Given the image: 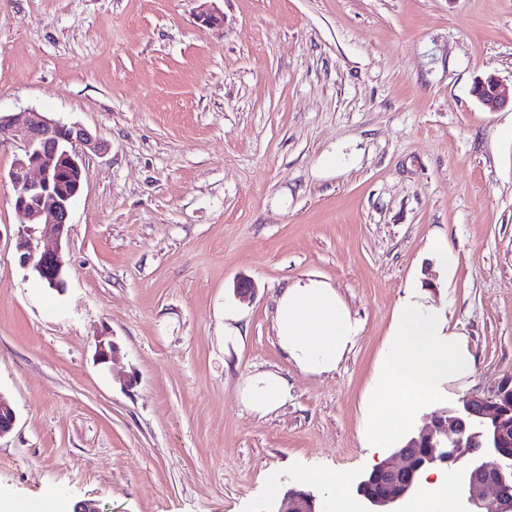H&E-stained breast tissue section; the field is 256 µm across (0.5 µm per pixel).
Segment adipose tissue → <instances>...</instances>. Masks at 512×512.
Here are the masks:
<instances>
[{
    "label": "adipose tissue",
    "mask_w": 512,
    "mask_h": 512,
    "mask_svg": "<svg viewBox=\"0 0 512 512\" xmlns=\"http://www.w3.org/2000/svg\"><path fill=\"white\" fill-rule=\"evenodd\" d=\"M274 327L279 347L309 374L334 371L361 330L335 289L321 281L283 288ZM473 369L466 340L450 328L438 308L425 302L420 283L408 281L363 406V447H402L416 434L417 412L444 398L447 385ZM288 395L281 376L257 372L244 379L241 401L264 416L283 405Z\"/></svg>",
    "instance_id": "1"
}]
</instances>
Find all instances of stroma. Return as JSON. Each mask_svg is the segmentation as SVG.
<instances>
[{
	"label": "stroma",
	"instance_id": "1",
	"mask_svg": "<svg viewBox=\"0 0 512 512\" xmlns=\"http://www.w3.org/2000/svg\"><path fill=\"white\" fill-rule=\"evenodd\" d=\"M0 0V112L105 145L70 207L65 288L20 266L0 143V491L100 512H264L304 474L356 476L363 396L407 281L465 334L460 401L512 376V0ZM335 167H324L328 156ZM448 242L453 275L428 257ZM329 283L361 324L336 370L279 348L286 285ZM254 292L240 299L236 288ZM243 316L224 345V309ZM117 345L97 363L101 332ZM272 371L290 396L240 402ZM473 93L478 101L490 112H495L508 103L501 84L494 75L479 80L473 87ZM286 381L274 372H257L243 381L241 401L243 405L259 415H267L288 400Z\"/></svg>",
	"mask_w": 512,
	"mask_h": 512
}]
</instances>
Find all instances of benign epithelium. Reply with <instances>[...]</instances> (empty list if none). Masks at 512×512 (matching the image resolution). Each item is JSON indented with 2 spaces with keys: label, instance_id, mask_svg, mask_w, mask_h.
<instances>
[{
  "label": "benign epithelium",
  "instance_id": "7a95c632",
  "mask_svg": "<svg viewBox=\"0 0 512 512\" xmlns=\"http://www.w3.org/2000/svg\"><path fill=\"white\" fill-rule=\"evenodd\" d=\"M197 19L201 25L215 27L223 15L210 0L200 5ZM478 101L495 112L508 103L501 84L493 75L473 87ZM0 139L20 145L9 171L14 188V208L30 223L17 243L19 264L31 269L49 288L64 289V243L68 237L69 209L84 185L86 161L103 145L78 123L52 119L30 110L0 114ZM53 239V245L40 249L34 226ZM116 345L107 334L98 336L96 360L111 361ZM15 413L0 396V435L9 432ZM488 454L493 465L484 461ZM466 462L468 483L465 496L467 512H512V377L488 394H470L455 409L438 411L429 425L407 444L396 449L372 471L353 480L362 506L361 512H404L403 507L431 469L454 468ZM383 488L370 492L376 478ZM492 491L487 497L486 491ZM317 496L292 490L288 496L271 502L264 512H316Z\"/></svg>",
  "mask_w": 512,
  "mask_h": 512
}]
</instances>
